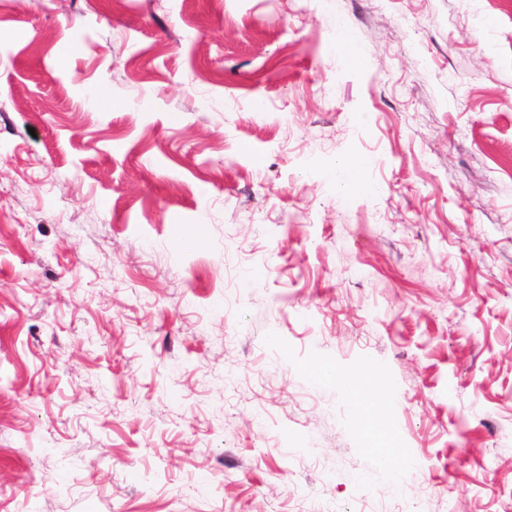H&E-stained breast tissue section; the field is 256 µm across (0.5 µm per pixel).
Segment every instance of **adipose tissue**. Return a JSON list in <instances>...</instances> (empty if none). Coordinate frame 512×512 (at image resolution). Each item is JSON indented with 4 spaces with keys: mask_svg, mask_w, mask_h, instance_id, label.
<instances>
[{
    "mask_svg": "<svg viewBox=\"0 0 512 512\" xmlns=\"http://www.w3.org/2000/svg\"><path fill=\"white\" fill-rule=\"evenodd\" d=\"M310 382L323 390L340 388L352 396L353 408L360 418L361 430L368 447L377 449V466L380 479L389 487H403L413 469L412 462H396L397 446L394 433L384 427L383 407L376 397L379 385L372 366H363L356 373L341 375L323 365L308 368Z\"/></svg>",
    "mask_w": 512,
    "mask_h": 512,
    "instance_id": "obj_1",
    "label": "adipose tissue"
}]
</instances>
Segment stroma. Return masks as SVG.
Segmentation results:
<instances>
[{
  "instance_id": "obj_1",
  "label": "stroma",
  "mask_w": 512,
  "mask_h": 512,
  "mask_svg": "<svg viewBox=\"0 0 512 512\" xmlns=\"http://www.w3.org/2000/svg\"><path fill=\"white\" fill-rule=\"evenodd\" d=\"M416 506H512V0H0V512ZM307 377L320 389L341 388L352 395L353 408L359 415L367 447L381 448L377 456L380 479L393 489L405 486L408 474L414 469L413 464L407 459L396 463L394 432L383 425V406L376 397L379 382L373 367L366 364L354 374L340 375L322 364H313L307 370Z\"/></svg>"
}]
</instances>
